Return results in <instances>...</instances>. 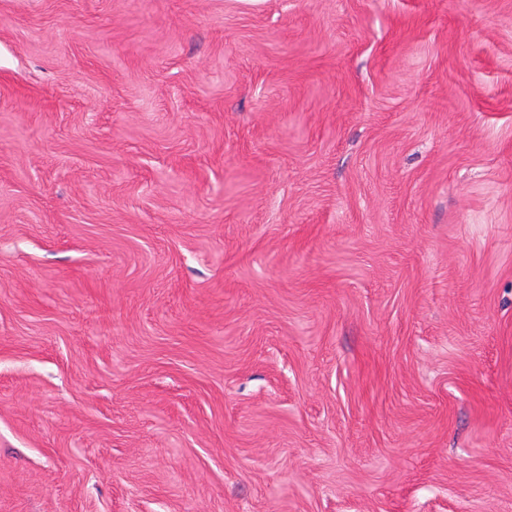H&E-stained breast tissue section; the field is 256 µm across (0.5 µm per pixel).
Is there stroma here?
<instances>
[{"instance_id":"1","label":"stroma","mask_w":512,"mask_h":512,"mask_svg":"<svg viewBox=\"0 0 512 512\" xmlns=\"http://www.w3.org/2000/svg\"><path fill=\"white\" fill-rule=\"evenodd\" d=\"M0 512H512V0H0Z\"/></svg>"}]
</instances>
